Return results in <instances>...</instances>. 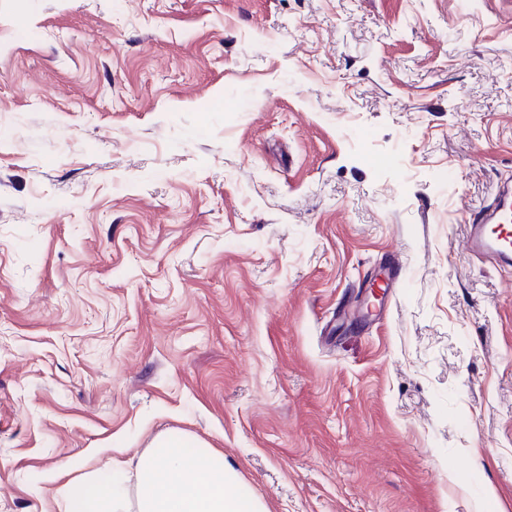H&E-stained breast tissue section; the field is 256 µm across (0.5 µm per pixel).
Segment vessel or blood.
<instances>
[{
	"instance_id": "vessel-or-blood-1",
	"label": "vessel or blood",
	"mask_w": 512,
	"mask_h": 512,
	"mask_svg": "<svg viewBox=\"0 0 512 512\" xmlns=\"http://www.w3.org/2000/svg\"><path fill=\"white\" fill-rule=\"evenodd\" d=\"M467 247L504 263L512 261V188H499L493 205L471 225Z\"/></svg>"
}]
</instances>
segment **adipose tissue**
<instances>
[{
  "label": "adipose tissue",
  "mask_w": 512,
  "mask_h": 512,
  "mask_svg": "<svg viewBox=\"0 0 512 512\" xmlns=\"http://www.w3.org/2000/svg\"><path fill=\"white\" fill-rule=\"evenodd\" d=\"M65 512H124L120 468L94 469L59 489ZM135 512H267L203 442L156 438L137 464Z\"/></svg>",
  "instance_id": "ef3b65f1"
}]
</instances>
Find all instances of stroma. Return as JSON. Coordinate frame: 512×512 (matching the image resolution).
Instances as JSON below:
<instances>
[{
	"label": "stroma",
	"mask_w": 512,
	"mask_h": 512,
	"mask_svg": "<svg viewBox=\"0 0 512 512\" xmlns=\"http://www.w3.org/2000/svg\"><path fill=\"white\" fill-rule=\"evenodd\" d=\"M503 184L512 0H0V512L170 431L267 512H512ZM467 249L491 254L498 261L510 263L512 259V193L508 185L499 188L493 205L479 224H472Z\"/></svg>",
	"instance_id": "obj_1"
}]
</instances>
